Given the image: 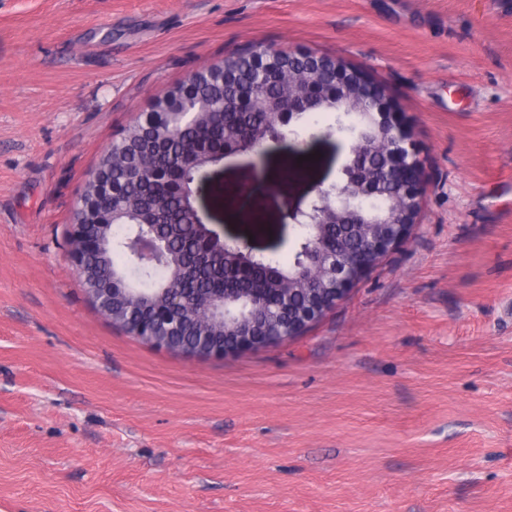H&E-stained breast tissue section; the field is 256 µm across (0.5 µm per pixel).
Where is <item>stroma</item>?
<instances>
[{"mask_svg":"<svg viewBox=\"0 0 512 512\" xmlns=\"http://www.w3.org/2000/svg\"><path fill=\"white\" fill-rule=\"evenodd\" d=\"M251 43L384 82L428 185L412 238L305 335L185 358L92 306L65 233L106 147ZM351 139L209 165L210 229L291 257ZM263 190L254 232L230 190ZM0 512H512V0H0ZM313 192H315V195H313L307 202L306 206L304 208H301L299 207L296 211H294L293 213L289 214L288 213V217L290 216V218L296 223V224H301V219L302 218H307L309 220V226L311 228H313L315 230V233L317 231V220H316V213H317V210L318 207H319V203L321 202V199L323 198L324 196V191L321 190L320 186H317Z\"/></svg>","mask_w":512,"mask_h":512,"instance_id":"stroma-1","label":"stroma"}]
</instances>
